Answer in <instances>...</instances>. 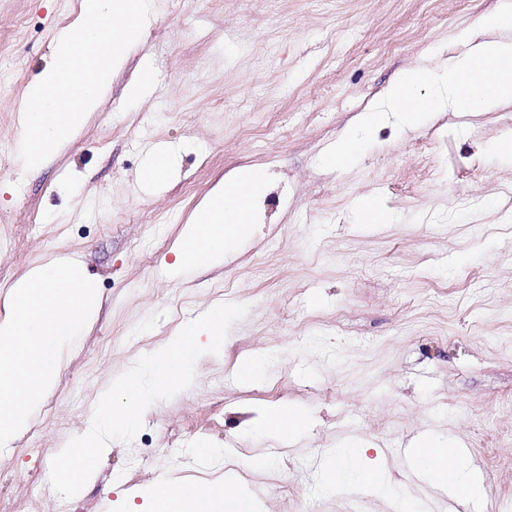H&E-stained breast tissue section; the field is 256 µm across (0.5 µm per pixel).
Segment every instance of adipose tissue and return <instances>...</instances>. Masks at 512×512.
Here are the masks:
<instances>
[{"instance_id":"1","label":"adipose tissue","mask_w":512,"mask_h":512,"mask_svg":"<svg viewBox=\"0 0 512 512\" xmlns=\"http://www.w3.org/2000/svg\"><path fill=\"white\" fill-rule=\"evenodd\" d=\"M512 104V42L493 41L475 46L454 63L436 70H410L387 91L386 111L361 115L360 124H381L387 112L398 114L402 124L414 125L422 112L452 108L459 112H488ZM264 188V176L243 168L229 181L215 185L190 220L170 266L171 273L222 257L226 245L246 231L254 202ZM416 468L449 495L479 499L485 487L478 469L465 455L449 460L448 448L435 443L432 454H418ZM329 486L356 487L376 492L385 488L387 476L371 464L368 450L343 445L328 465ZM150 512H253L251 499L225 495L214 486L207 501L195 489H182L179 496H155Z\"/></svg>"}]
</instances>
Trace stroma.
Returning <instances> with one entry per match:
<instances>
[{
  "mask_svg": "<svg viewBox=\"0 0 512 512\" xmlns=\"http://www.w3.org/2000/svg\"><path fill=\"white\" fill-rule=\"evenodd\" d=\"M85 0H0V323L17 283L73 260L96 284L89 323L61 356L27 427L0 451L10 512H145L162 482L235 474L269 512H512V106L496 112L359 116L401 72L453 62L476 22L512 0H153L139 39L82 124L23 171L20 115L57 35ZM140 98L128 90L142 70ZM360 146L327 162L337 139ZM177 176L143 187L158 150ZM262 169L266 194L223 260L171 276L189 215L232 172ZM372 198L384 220L367 224ZM249 305L194 382L148 407L132 443L110 442L72 499L50 464L91 425L101 393L181 325ZM265 363L240 380L238 367ZM308 419L286 437L261 422ZM452 443L480 469L483 499L449 497L402 457ZM356 440L392 481L380 496L328 488L326 464ZM261 466H251L252 458ZM288 419V428L284 426V420ZM263 422L272 426L276 431L281 434L295 436L305 425V418L288 408H277L269 413Z\"/></svg>",
  "mask_w": 512,
  "mask_h": 512,
  "instance_id": "35a3bbf8",
  "label": "stroma"
}]
</instances>
